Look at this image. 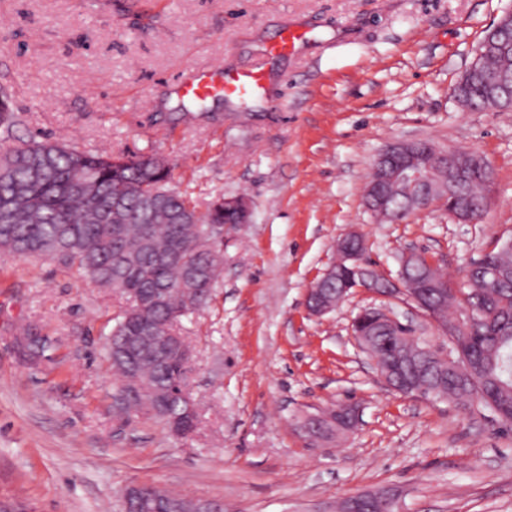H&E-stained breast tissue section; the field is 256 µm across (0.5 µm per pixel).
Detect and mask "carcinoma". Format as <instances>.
Returning a JSON list of instances; mask_svg holds the SVG:
<instances>
[{
    "label": "carcinoma",
    "mask_w": 512,
    "mask_h": 512,
    "mask_svg": "<svg viewBox=\"0 0 512 512\" xmlns=\"http://www.w3.org/2000/svg\"><path fill=\"white\" fill-rule=\"evenodd\" d=\"M477 68L509 78L512 95V46L481 56ZM12 96L0 88V140H16ZM444 151L425 142L422 160L435 183L473 202L489 199L491 172L479 165L463 179H456L443 162ZM419 198L418 190L403 187L386 196V208L376 215L387 220ZM229 231L243 226L237 208L219 199L198 213L187 195L170 186L166 162L147 154L112 156L80 150L59 141L30 139L0 153V251L23 258H49L75 269L97 287L130 301L131 307L113 318L108 333L112 370L121 383L136 379L154 393H167L183 375V357L173 356L160 365L142 354L135 360L122 355L130 327L145 323L152 330L171 329L193 313V306L207 303L197 290L215 288L222 274L221 244L206 245L211 225ZM181 248L195 273L162 257ZM437 291L428 299L435 321L453 318L449 309L462 304L458 285L434 273ZM472 317L461 315L466 331L457 340L468 344V367L448 376V363L436 355L421 357L399 345L397 333L369 327L372 349L386 362H400V377L425 387L427 398L468 401L491 410L505 426H512V244L485 254L466 272ZM169 290L185 312L178 315L154 303V294ZM23 349L37 362L49 349L40 339L23 342ZM167 416H181L187 436L196 429L195 418L183 416V403L173 396Z\"/></svg>",
    "instance_id": "cac0c4a2"
}]
</instances>
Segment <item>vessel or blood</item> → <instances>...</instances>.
Here are the masks:
<instances>
[{
	"mask_svg": "<svg viewBox=\"0 0 512 512\" xmlns=\"http://www.w3.org/2000/svg\"><path fill=\"white\" fill-rule=\"evenodd\" d=\"M265 73L256 68L246 72H227L213 66L183 75L176 87L182 96L203 99L211 96L240 97L261 94Z\"/></svg>",
	"mask_w": 512,
	"mask_h": 512,
	"instance_id": "vessel-or-blood-1",
	"label": "vessel or blood"
}]
</instances>
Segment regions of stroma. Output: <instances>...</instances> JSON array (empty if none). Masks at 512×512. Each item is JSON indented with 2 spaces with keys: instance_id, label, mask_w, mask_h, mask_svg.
<instances>
[{
  "instance_id": "stroma-1",
  "label": "stroma",
  "mask_w": 512,
  "mask_h": 512,
  "mask_svg": "<svg viewBox=\"0 0 512 512\" xmlns=\"http://www.w3.org/2000/svg\"><path fill=\"white\" fill-rule=\"evenodd\" d=\"M512 0H0V86L18 137L115 155L156 153L206 210L242 196L252 223L224 237V278L184 320L196 431L115 416L106 335L125 305L49 259L0 253V512H122L131 485L223 503L224 512H334L384 491L400 512H512V429L489 410L389 391L350 335L385 307L446 349L406 297L360 290L309 316L306 291L360 231L375 270L408 249L454 281L512 242V112L466 111L450 89ZM305 41L272 58L284 29ZM263 68L247 102L181 97L194 67ZM481 155L486 211L434 205L379 222L363 200L374 158L398 140ZM48 359L22 352L24 330ZM343 404L346 435L314 447L305 415Z\"/></svg>"
}]
</instances>
